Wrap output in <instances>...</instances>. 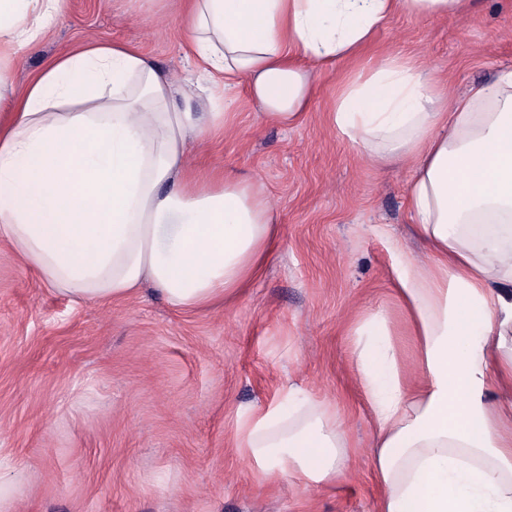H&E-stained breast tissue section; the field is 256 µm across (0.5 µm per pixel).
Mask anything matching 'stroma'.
<instances>
[{
  "label": "stroma",
  "instance_id": "35a3bbf8",
  "mask_svg": "<svg viewBox=\"0 0 512 512\" xmlns=\"http://www.w3.org/2000/svg\"><path fill=\"white\" fill-rule=\"evenodd\" d=\"M88 40L130 44L180 78L194 69L171 0H68L17 78ZM387 54L419 58L459 91L490 82L512 65V0L394 16L365 58ZM352 67L315 72L307 114L288 128L261 122L238 90L235 129L194 149L202 168L260 180L278 210L277 247L231 306L179 310L150 292L78 303L0 243V481L18 485V512H377L353 329L387 311L418 373L394 278L405 255H426L408 238L409 168L371 165L332 123ZM289 385L343 417L355 449L341 483L264 482L226 447L239 416Z\"/></svg>",
  "mask_w": 512,
  "mask_h": 512
}]
</instances>
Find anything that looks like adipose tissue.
Instances as JSON below:
<instances>
[{
    "label": "adipose tissue",
    "instance_id": "obj_1",
    "mask_svg": "<svg viewBox=\"0 0 512 512\" xmlns=\"http://www.w3.org/2000/svg\"><path fill=\"white\" fill-rule=\"evenodd\" d=\"M66 4L0 0V242L75 299L147 285L193 310L242 295L279 224L259 180L196 175L189 140L233 128L242 84L267 123L297 124L310 66L361 58L395 14L458 17L473 0H180L222 112L184 107L178 79L123 43L86 42L18 84L17 62ZM331 116L370 163L410 164V228L427 254L396 272L427 384L408 376L384 310L354 330L377 512H512V66L456 93L388 56L341 78ZM495 386L503 398H489ZM232 445L267 480L345 476L343 422L293 387L238 420Z\"/></svg>",
    "mask_w": 512,
    "mask_h": 512
}]
</instances>
